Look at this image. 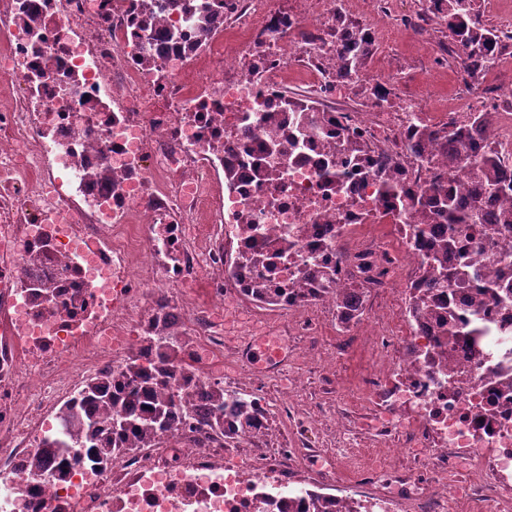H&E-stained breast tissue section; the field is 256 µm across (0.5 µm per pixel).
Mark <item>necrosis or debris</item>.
I'll use <instances>...</instances> for the list:
<instances>
[{"instance_id":"1","label":"necrosis or debris","mask_w":512,"mask_h":512,"mask_svg":"<svg viewBox=\"0 0 512 512\" xmlns=\"http://www.w3.org/2000/svg\"><path fill=\"white\" fill-rule=\"evenodd\" d=\"M315 14L278 23L275 0H247L261 23L262 42L241 38L236 53L264 58L259 73L225 79L215 71L191 89L175 72L156 81L137 71L124 37L128 0H58L39 18L42 40L24 37L0 48L23 94L0 100V300L6 337L0 339V387L15 401L0 404L13 420L0 433V512L12 506L34 476L21 463L38 446L44 410L71 393L82 371L120 368L127 348L119 337L143 329L155 312L189 327L196 343L186 360L203 381L213 366L237 375V350L249 340L238 327L249 288L284 289L276 307L288 320L277 328L303 336L315 315L332 312L336 333L360 337L372 350L360 378L365 402L398 438L394 449L423 451L433 478L419 482L407 469L378 497V512H444L448 486L460 481L459 512L488 503L512 512V302L489 308L494 334L482 342L459 337L447 354L437 347V318L426 311L384 309L391 288L414 292L427 245L410 213L380 192L374 155H391L400 191L428 192L431 174L406 150L412 128L439 126L432 112L330 113L322 126L305 112L267 122L281 94L280 71L290 51L306 44L307 28L325 23L335 0H310ZM303 127L295 149L278 140ZM359 135L371 153L336 151L338 130ZM223 140L215 154L208 145ZM512 157V104L497 105L487 135L475 139L462 168L448 176L456 193L475 188V162L486 144ZM273 161L271 176L256 163ZM232 171L223 197L205 172ZM89 223L75 219V201ZM207 214L214 232L204 242L186 234L190 216ZM261 251L262 261L228 262L226 244ZM41 252L44 272L65 292L53 311L39 313L27 288V257ZM324 261L332 289L322 292L305 268ZM148 289H141L144 278ZM208 279L211 302L175 298ZM310 289L300 298L296 289ZM423 349L420 358L406 349ZM79 354L80 363L69 362ZM462 374L449 388V371ZM184 465L171 466L164 448L118 451L100 468L71 469L68 486L48 483V499L65 496L72 512H279L297 450L241 452L225 467L220 443L199 448L191 425L175 431Z\"/></svg>"}]
</instances>
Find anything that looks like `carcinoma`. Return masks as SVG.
Here are the masks:
<instances>
[{"mask_svg": "<svg viewBox=\"0 0 512 512\" xmlns=\"http://www.w3.org/2000/svg\"><path fill=\"white\" fill-rule=\"evenodd\" d=\"M131 22L142 32L150 28V21L158 11L177 12L192 19L195 26L193 40H185L177 31L162 38V44L176 47L178 53L190 59L213 38L214 19L224 15L228 0H135ZM431 12L448 18V30L458 50L464 73L475 78L488 72L497 60L498 36L496 30L483 26L474 11V0H431ZM336 54V77L352 80L359 77L362 61L371 52V43L360 29L344 31ZM278 112H318L320 107L308 99L290 97L283 93L276 108ZM484 112L469 121L468 126L455 123L441 129L421 127L408 141L407 151L415 157L434 165L438 162L448 167H458L467 159V146L472 133L487 122ZM336 151L345 156L361 155L370 151L366 143L352 135H336ZM380 182L384 194L395 193V165L391 156L378 157ZM483 177L480 192L463 199L441 184L433 186V195L426 197L407 194L401 206L415 213L417 223L426 225L434 234L435 244L427 251L420 278L424 287L412 296V306L429 310L439 318L442 344H453L460 336H478L480 329L466 331L453 325L449 299L442 289L449 284L464 286L479 279L485 270L484 260L494 257L497 236L512 228V200L505 203L498 215L485 214V199L503 193V186L512 180V171L506 169L494 153L478 162ZM475 232L481 239L479 254L471 256L458 251L462 238ZM450 251L459 252V260L448 265ZM65 289L49 277L36 275L30 296L39 310L53 309ZM512 298V280L489 278L476 296L478 309L475 319H480L483 308L491 303L502 304ZM151 334L142 337L138 348L119 370L102 369L90 378L78 396L60 409L62 416L76 415L81 420L79 447L83 452L74 457L79 465L99 467L106 465L119 448L133 451L138 448H155L163 433L171 432L176 423L194 420L200 425L205 438L224 441V447L237 444L233 426L252 432L260 441L262 434L255 426L257 402L247 400L224 389L221 382H213L199 395L195 384V369L183 367L178 383H173L174 367L187 345V340L177 328L165 323L163 314L151 319ZM43 452L27 457L28 471L38 478L63 483L70 469L68 461L60 462L54 470L46 471L45 459L69 444L61 436L45 437L40 441ZM39 497L38 485L18 498L14 512H32ZM372 512V508L353 497L340 499L332 494L311 493L303 498H288V506L281 512Z\"/></svg>", "mask_w": 512, "mask_h": 512, "instance_id": "carcinoma-1", "label": "carcinoma"}]
</instances>
